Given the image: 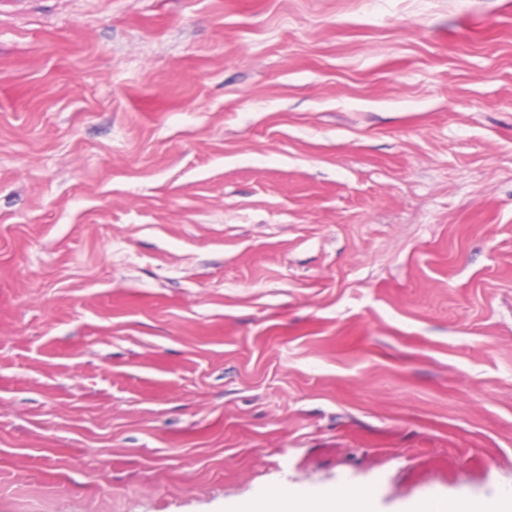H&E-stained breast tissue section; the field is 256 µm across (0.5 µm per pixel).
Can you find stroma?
Wrapping results in <instances>:
<instances>
[{
  "mask_svg": "<svg viewBox=\"0 0 512 512\" xmlns=\"http://www.w3.org/2000/svg\"><path fill=\"white\" fill-rule=\"evenodd\" d=\"M512 491V0H0V512Z\"/></svg>",
  "mask_w": 512,
  "mask_h": 512,
  "instance_id": "1",
  "label": "stroma"
}]
</instances>
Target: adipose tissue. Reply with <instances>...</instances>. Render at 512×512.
I'll return each instance as SVG.
<instances>
[{
    "label": "adipose tissue",
    "instance_id": "adipose-tissue-1",
    "mask_svg": "<svg viewBox=\"0 0 512 512\" xmlns=\"http://www.w3.org/2000/svg\"><path fill=\"white\" fill-rule=\"evenodd\" d=\"M252 512H376L374 494L364 489L344 495L312 493L303 489L289 491L286 500L269 504L259 497Z\"/></svg>",
    "mask_w": 512,
    "mask_h": 512
}]
</instances>
